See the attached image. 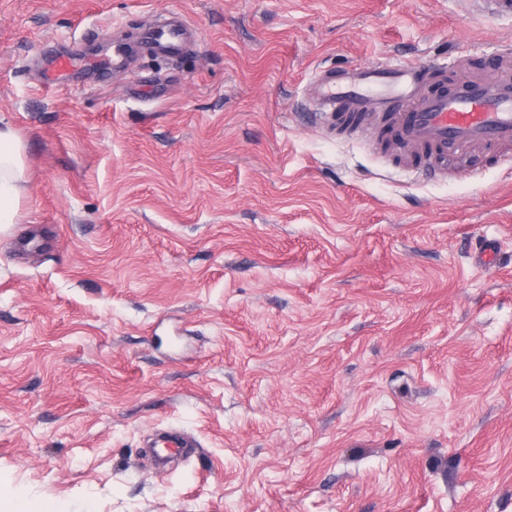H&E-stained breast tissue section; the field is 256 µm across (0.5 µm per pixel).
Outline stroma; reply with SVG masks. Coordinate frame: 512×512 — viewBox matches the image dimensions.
I'll list each match as a JSON object with an SVG mask.
<instances>
[{"instance_id": "1", "label": "stroma", "mask_w": 512, "mask_h": 512, "mask_svg": "<svg viewBox=\"0 0 512 512\" xmlns=\"http://www.w3.org/2000/svg\"><path fill=\"white\" fill-rule=\"evenodd\" d=\"M171 15L190 48L113 67ZM509 39L469 0H0V506L512 512V267L475 261L512 255V164L413 177L309 95ZM165 426L204 453L158 476ZM25 146L11 120L0 114V228L16 224L28 194Z\"/></svg>"}]
</instances>
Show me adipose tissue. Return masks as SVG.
Segmentation results:
<instances>
[{
  "mask_svg": "<svg viewBox=\"0 0 512 512\" xmlns=\"http://www.w3.org/2000/svg\"><path fill=\"white\" fill-rule=\"evenodd\" d=\"M27 194L24 143L11 120L0 114V226L15 223Z\"/></svg>",
  "mask_w": 512,
  "mask_h": 512,
  "instance_id": "obj_1",
  "label": "adipose tissue"
}]
</instances>
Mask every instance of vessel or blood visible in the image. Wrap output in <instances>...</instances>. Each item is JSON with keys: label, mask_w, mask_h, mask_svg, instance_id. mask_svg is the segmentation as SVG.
I'll use <instances>...</instances> for the list:
<instances>
[{"label": "vessel or blood", "mask_w": 512, "mask_h": 512, "mask_svg": "<svg viewBox=\"0 0 512 512\" xmlns=\"http://www.w3.org/2000/svg\"><path fill=\"white\" fill-rule=\"evenodd\" d=\"M185 33L184 25H170L148 33L146 42L155 54L171 57ZM447 82L445 70L437 66L375 64L317 71L309 91L330 125L375 115L377 138L393 137L403 152L414 155L415 172L447 178L449 160L476 151L496 164L511 162L512 46H501L494 74L469 77L453 90ZM154 442L176 456L196 445L168 431L156 434Z\"/></svg>", "instance_id": "b4317fda"}]
</instances>
